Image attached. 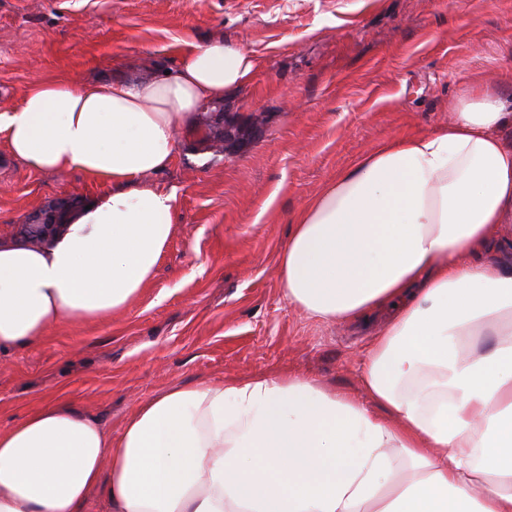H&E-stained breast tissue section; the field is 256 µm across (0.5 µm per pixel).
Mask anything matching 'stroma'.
<instances>
[{"label":"stroma","instance_id":"35a3bbf8","mask_svg":"<svg viewBox=\"0 0 512 512\" xmlns=\"http://www.w3.org/2000/svg\"><path fill=\"white\" fill-rule=\"evenodd\" d=\"M214 39L258 71L147 176L175 197L154 277L122 312L1 354L0 429L62 396L116 437L168 387L266 373L359 395L370 329L306 318L280 287L293 217L376 144L448 124L471 84L512 94V0H0V112L35 80L107 79L120 61L160 77L177 44ZM227 123L234 140L210 138ZM100 190L29 171L0 144V233Z\"/></svg>","mask_w":512,"mask_h":512}]
</instances>
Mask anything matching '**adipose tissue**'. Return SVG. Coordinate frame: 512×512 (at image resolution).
Instances as JSON below:
<instances>
[{"instance_id":"adipose-tissue-1","label":"adipose tissue","mask_w":512,"mask_h":512,"mask_svg":"<svg viewBox=\"0 0 512 512\" xmlns=\"http://www.w3.org/2000/svg\"><path fill=\"white\" fill-rule=\"evenodd\" d=\"M257 69L223 41L187 42L171 75L38 81L0 113V143L28 170L108 187L40 245L0 239V354L141 292L174 222L173 195L146 176ZM453 112L339 172L279 254L307 317L391 310L363 398L290 374L202 381L140 401L116 438L52 400L0 431V512H85L97 486L111 512H512V266L483 258L512 218V95L471 86Z\"/></svg>"}]
</instances>
